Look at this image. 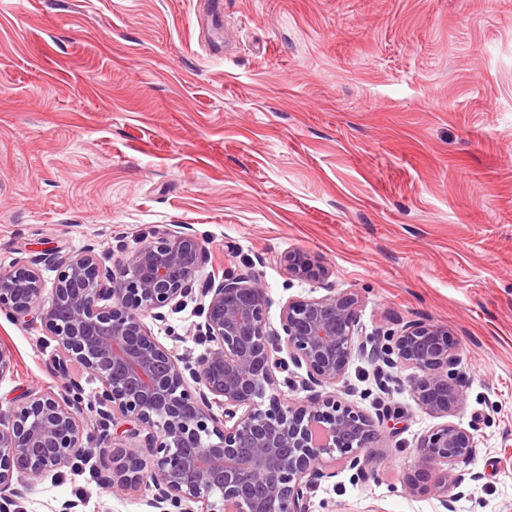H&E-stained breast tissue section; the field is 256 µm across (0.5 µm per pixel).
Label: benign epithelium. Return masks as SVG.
I'll return each mask as SVG.
<instances>
[{
    "label": "benign epithelium",
    "mask_w": 512,
    "mask_h": 512,
    "mask_svg": "<svg viewBox=\"0 0 512 512\" xmlns=\"http://www.w3.org/2000/svg\"><path fill=\"white\" fill-rule=\"evenodd\" d=\"M203 255L193 234L164 228L116 269L89 248L0 270V311L40 318L56 342L59 370L78 364L101 383L88 402L69 382L0 412V512H10L13 485L37 481L85 451L80 414L87 407L105 428L120 417L136 424L133 432L147 431L144 446L112 452L104 483L115 495L149 485L158 512H309L312 486L335 476L328 464L366 470L378 430L361 411L317 391L339 382L364 348L359 295L329 288L320 297L290 298L278 332L268 326L269 297L257 278L227 272L200 281ZM43 261L58 270L47 303L36 269ZM284 262L297 280L329 277L307 253ZM190 303L202 318L195 336L206 344L195 358L161 343L145 322H165ZM386 340L383 362L416 372L409 390L420 409L443 418L459 408L465 381L447 328L409 322ZM291 364L306 376H286L283 384L314 398L286 403L277 393V374ZM475 452L467 429L449 422L432 428L419 442L406 493L433 492L452 512L463 495L456 465Z\"/></svg>",
    "instance_id": "obj_1"
}]
</instances>
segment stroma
Here are the masks:
<instances>
[{
  "instance_id": "35a3bbf8",
  "label": "stroma",
  "mask_w": 512,
  "mask_h": 512,
  "mask_svg": "<svg viewBox=\"0 0 512 512\" xmlns=\"http://www.w3.org/2000/svg\"><path fill=\"white\" fill-rule=\"evenodd\" d=\"M0 0V269L87 248L108 267L167 227L205 250L199 279L251 272L280 327L292 297L358 293L365 349L335 394L371 419L387 409L360 473L336 466L310 512H444L404 490L439 420L371 353L406 322L448 328L466 386L448 415L475 436L455 512H512V0ZM320 256L326 284L289 278L283 257ZM193 307L151 323L200 354ZM39 319L0 312L12 369L0 407L93 394L60 372ZM88 463L16 485L11 512H153L152 489L98 487Z\"/></svg>"
}]
</instances>
